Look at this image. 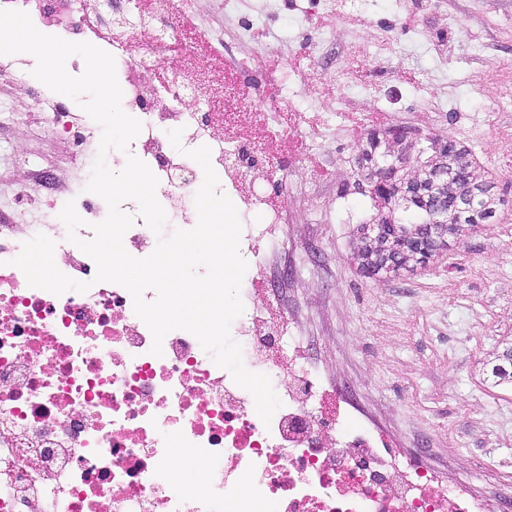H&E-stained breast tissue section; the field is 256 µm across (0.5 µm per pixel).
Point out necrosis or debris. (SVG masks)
Returning <instances> with one entry per match:
<instances>
[{
  "label": "necrosis or debris",
  "instance_id": "obj_1",
  "mask_svg": "<svg viewBox=\"0 0 512 512\" xmlns=\"http://www.w3.org/2000/svg\"><path fill=\"white\" fill-rule=\"evenodd\" d=\"M182 0H0L43 30L89 42L115 59L122 103L142 130L129 153L148 165L174 218H197L191 200L203 171L188 150L205 145L218 189L238 209L240 253L251 277L267 280L262 245L287 223L292 176L309 172L342 125L373 126L351 101L321 103L316 118L274 98L268 83L241 75L228 53L201 63L209 35L186 32ZM317 25L306 34L310 75L330 35L322 21L345 14L337 0H309ZM183 63L164 82L151 77L172 44ZM209 93L207 103L199 96ZM182 129V146L168 141ZM267 215L263 224L252 212ZM40 225L0 215V512H489L462 485L400 457L384 432L352 427L339 393L297 353L288 315L275 297L243 292L231 336L245 367L269 376L281 406L270 423L252 395L184 330L162 356L135 314L130 293L95 282L94 261L55 228L61 270L89 283L60 295L28 285L12 261ZM202 470V484H177L178 460Z\"/></svg>",
  "mask_w": 512,
  "mask_h": 512
}]
</instances>
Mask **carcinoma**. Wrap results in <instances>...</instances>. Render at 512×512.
I'll return each mask as SVG.
<instances>
[{"label":"carcinoma","mask_w":512,"mask_h":512,"mask_svg":"<svg viewBox=\"0 0 512 512\" xmlns=\"http://www.w3.org/2000/svg\"><path fill=\"white\" fill-rule=\"evenodd\" d=\"M411 130L394 128L368 140V148L354 159L357 188H368L373 200L382 209L378 223L390 236L397 257L390 264H381L376 253L366 248L361 252L366 261L363 271L370 276H393L402 270L416 268L428 256H436L448 248V242L429 231L435 211L448 216V223L493 224L497 219L496 201L489 181L473 182L467 150L452 139L432 137L415 159L426 168L424 180L414 188L398 187L385 191L376 185L366 163L372 155L380 156L390 140L406 139Z\"/></svg>","instance_id":"carcinoma-1"}]
</instances>
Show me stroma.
<instances>
[{
    "instance_id": "1",
    "label": "stroma",
    "mask_w": 512,
    "mask_h": 512,
    "mask_svg": "<svg viewBox=\"0 0 512 512\" xmlns=\"http://www.w3.org/2000/svg\"><path fill=\"white\" fill-rule=\"evenodd\" d=\"M410 0H368L358 18L337 26L323 67L364 26L386 29L398 52L361 54L359 65L377 82L395 86L399 107L418 138L452 136L467 149L475 171L493 182L502 200L498 224L512 225V157L486 150L488 89L500 79L499 63L512 60V0H439V10L407 31L402 14ZM307 0H240L227 13L218 0H184L197 28L221 31L262 19L267 55L305 72L302 35L311 21ZM427 73L444 100L441 110L418 102L424 89L408 83L407 66ZM366 138L331 140L314 185L298 184L294 207L311 189L319 206L285 232L290 252L267 249L276 277L288 281V313L311 361L358 411L356 420L387 433L430 468L445 485L464 484L490 495L512 472V386L495 385L492 364L512 350V237L498 224L462 226L448 248L424 269L367 277L354 258L363 223L377 213L369 194L354 186L352 159ZM76 145L47 133L27 84L0 69V211L18 224H56L54 208L37 209L16 193L32 171L53 174L66 192L86 182L70 162ZM492 259L507 279L482 280Z\"/></svg>"
}]
</instances>
